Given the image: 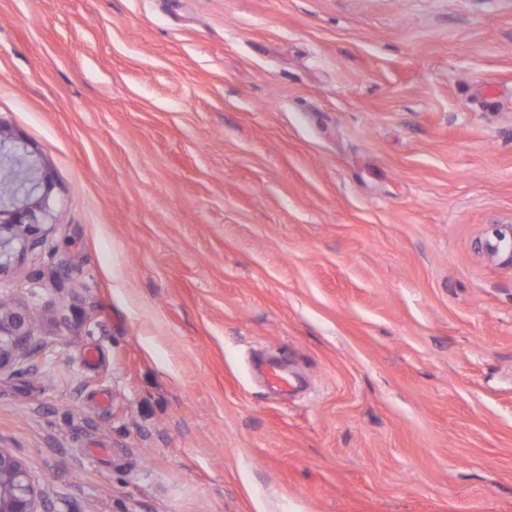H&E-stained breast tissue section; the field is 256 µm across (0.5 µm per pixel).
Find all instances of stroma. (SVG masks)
<instances>
[{"label": "stroma", "mask_w": 512, "mask_h": 512, "mask_svg": "<svg viewBox=\"0 0 512 512\" xmlns=\"http://www.w3.org/2000/svg\"><path fill=\"white\" fill-rule=\"evenodd\" d=\"M0 122L51 512H512V0H0ZM4 177L25 187L0 191V278L28 251L46 248L44 219L51 209L54 181L43 158L0 122V183ZM476 248L489 260L512 269V224H491L476 241Z\"/></svg>", "instance_id": "stroma-1"}]
</instances>
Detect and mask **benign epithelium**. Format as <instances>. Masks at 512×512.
I'll return each mask as SVG.
<instances>
[{"mask_svg": "<svg viewBox=\"0 0 512 512\" xmlns=\"http://www.w3.org/2000/svg\"><path fill=\"white\" fill-rule=\"evenodd\" d=\"M9 178L22 185L0 191V277L8 274L25 253L45 248L44 219L51 209L54 181L48 165L0 122V183ZM478 252L512 269V224H491L476 241ZM32 312H21L0 299V372L24 360L34 336ZM0 512H48L41 489L21 459L0 448Z\"/></svg>", "mask_w": 512, "mask_h": 512, "instance_id": "1", "label": "benign epithelium"}]
</instances>
